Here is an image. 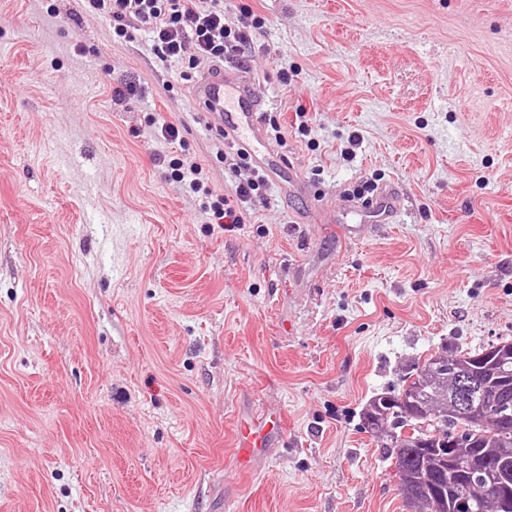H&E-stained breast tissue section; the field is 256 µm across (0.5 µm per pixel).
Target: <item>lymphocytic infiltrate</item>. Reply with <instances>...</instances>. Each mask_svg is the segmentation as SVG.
I'll return each instance as SVG.
<instances>
[{"label":"lymphocytic infiltrate","instance_id":"1","mask_svg":"<svg viewBox=\"0 0 512 512\" xmlns=\"http://www.w3.org/2000/svg\"><path fill=\"white\" fill-rule=\"evenodd\" d=\"M88 12L107 18L112 35L127 38L129 21L146 27L152 37V49L160 61L184 62L187 70L223 61L227 57L249 58L255 53V33L264 19L247 13L239 25L224 20V0H83ZM171 178L181 184L184 193L198 199L209 221L217 224L242 223L245 214L266 206L267 179L263 173L236 181L232 197L214 193L209 176L194 156L170 152L161 156Z\"/></svg>","mask_w":512,"mask_h":512}]
</instances>
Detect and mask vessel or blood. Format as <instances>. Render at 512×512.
Returning <instances> with one entry per match:
<instances>
[{"instance_id":"obj_1","label":"vessel or blood","mask_w":512,"mask_h":512,"mask_svg":"<svg viewBox=\"0 0 512 512\" xmlns=\"http://www.w3.org/2000/svg\"><path fill=\"white\" fill-rule=\"evenodd\" d=\"M192 95L200 111L220 121L225 138L254 156L265 170L281 177L287 175L284 156L268 142L262 120L264 102L253 75L231 70L208 74L194 84ZM280 433V421L273 416L260 425H242L236 434L234 448L237 468L250 470L270 441Z\"/></svg>"}]
</instances>
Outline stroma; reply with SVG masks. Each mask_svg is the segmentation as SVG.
Listing matches in <instances>:
<instances>
[{
	"label": "stroma",
	"mask_w": 512,
	"mask_h": 512,
	"mask_svg": "<svg viewBox=\"0 0 512 512\" xmlns=\"http://www.w3.org/2000/svg\"><path fill=\"white\" fill-rule=\"evenodd\" d=\"M245 6L293 178L227 229L155 161L165 120L232 183L183 64L81 0H0V512H405L363 408L512 340V0H224L227 23ZM366 181L404 215L351 239L336 201ZM280 419L269 416L262 425L243 424L236 434L234 456L238 470L249 471L270 441L280 435Z\"/></svg>",
	"instance_id": "stroma-1"
}]
</instances>
